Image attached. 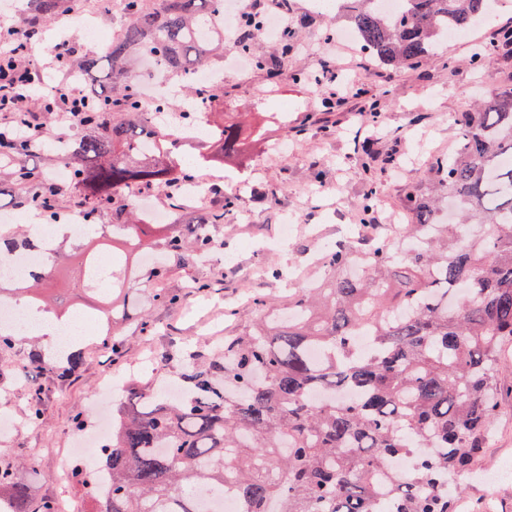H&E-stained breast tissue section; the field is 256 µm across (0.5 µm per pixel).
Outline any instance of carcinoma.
<instances>
[{
    "mask_svg": "<svg viewBox=\"0 0 512 512\" xmlns=\"http://www.w3.org/2000/svg\"><path fill=\"white\" fill-rule=\"evenodd\" d=\"M14 42L43 41L52 19L80 0H26ZM337 12L380 66L409 65L436 54L448 32H467L490 12L491 0H403L389 14L380 0H338ZM128 22L107 51L85 54L74 68L103 79L88 86L77 141L53 135L56 102L66 92L28 99L43 115L18 137L0 135V196L18 209L55 213L73 199L87 235L111 216L112 236L128 249L78 245L56 252L48 268L18 283L0 281V297L42 301L29 292L47 284L73 257L82 287L104 268L112 284L104 320L128 318L130 259L157 253L147 266L162 282L223 244L214 230L224 207L203 209L193 224H174L158 244L141 240V213L131 191L145 185L176 198L184 166L161 147L163 134L145 111L128 68L133 56L152 59L197 92L190 74L224 51L216 25L224 0H125ZM260 18L242 23L232 47L254 56ZM458 148L431 162L436 185L411 189L415 223L395 250L377 241L365 268L350 271L351 248L328 249L326 276L302 288L288 313L259 300L257 323L224 349L193 353L181 364L178 400L155 386L125 387L112 411V443L98 465L111 492L100 512H204L197 492L228 482L241 512H456L448 480L471 469L499 409L495 373L500 347L512 340V88L485 97L458 119ZM226 157L242 147V124L220 127ZM71 171L64 191L47 171ZM32 234L0 237V261L33 245ZM81 351L56 357L35 349L36 371H71ZM414 448L425 452L403 475L389 462ZM11 460H0V498L10 512H55L37 500Z\"/></svg>",
    "mask_w": 512,
    "mask_h": 512,
    "instance_id": "obj_1",
    "label": "carcinoma"
}]
</instances>
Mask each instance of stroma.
Returning <instances> with one entry per match:
<instances>
[{"label": "stroma", "mask_w": 512, "mask_h": 512, "mask_svg": "<svg viewBox=\"0 0 512 512\" xmlns=\"http://www.w3.org/2000/svg\"><path fill=\"white\" fill-rule=\"evenodd\" d=\"M288 7V23L297 26L298 38L279 77L254 68L227 74L223 95L210 107L218 121L248 115L257 134L233 157H222L211 139L178 149L189 167L207 156L212 186L231 203L219 230L223 250L209 265L190 266L164 281L165 292L179 295V303L155 300V288L142 280L144 266H137L130 282L135 305L126 350L112 352L97 336L83 335L80 368L68 376H41L37 392L15 372L19 354L30 351L28 342L0 350V414L21 422L7 454L41 473L36 497L58 495L55 460L70 448L75 424L94 429L87 402L103 375L115 372L140 386L168 381L176 376L179 357L245 334L255 320L257 299L287 305L291 278L309 282L320 276L323 248L347 242L343 227L355 223L368 194H375L383 218L380 235L410 222L406 195L411 187L423 190L433 183L431 158L455 151L459 115L492 90L512 87V46H501L484 71L475 67L469 48L512 25V0H498L482 26L449 39L436 57L382 68L359 47L355 68L320 82L310 79L320 70L310 50L335 33L336 10L316 0H288ZM376 99L381 112L374 118L369 105ZM288 216L295 223L283 248L278 238ZM194 280L207 283V290L192 289ZM46 293L49 315L76 308L90 322L102 318L104 291H77L58 276ZM496 375L501 396L493 437L461 495L469 512H512V477L493 486L481 481L483 475L512 468V342L501 350ZM35 400L43 417L29 425L24 418Z\"/></svg>", "instance_id": "stroma-1"}]
</instances>
